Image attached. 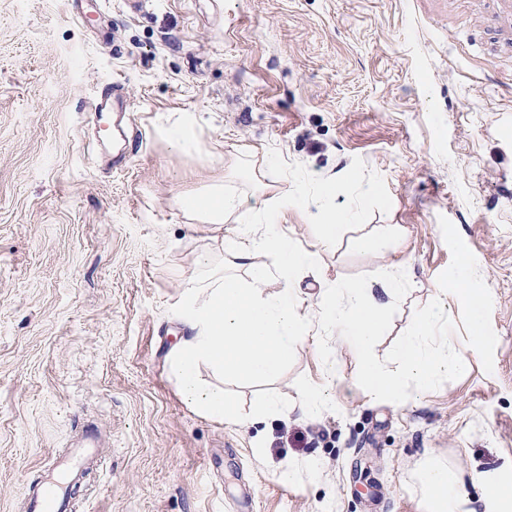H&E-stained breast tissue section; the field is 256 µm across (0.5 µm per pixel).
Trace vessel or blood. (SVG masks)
<instances>
[{"label":"vessel or blood","instance_id":"1","mask_svg":"<svg viewBox=\"0 0 512 512\" xmlns=\"http://www.w3.org/2000/svg\"><path fill=\"white\" fill-rule=\"evenodd\" d=\"M83 435L85 446L53 458L37 479L23 485L21 497L25 512H75L76 500L70 493L71 487L83 483L88 472L99 470L102 465L94 444L95 427L84 425Z\"/></svg>","mask_w":512,"mask_h":512}]
</instances>
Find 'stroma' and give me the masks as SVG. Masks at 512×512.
<instances>
[{"mask_svg": "<svg viewBox=\"0 0 512 512\" xmlns=\"http://www.w3.org/2000/svg\"><path fill=\"white\" fill-rule=\"evenodd\" d=\"M503 0H0V512L72 447L105 433L88 512H439L424 470H456L449 512H498L512 488V26ZM118 86L97 144L90 106ZM139 147H132V140ZM336 183L358 219L334 241L304 209L277 221L320 243L323 280L409 282L367 349L313 322L275 378L225 377L247 427L203 417L171 376L182 294L213 227L180 197L221 184L246 209ZM376 238L367 248V238ZM483 335L448 299L459 257ZM464 371L376 399L366 360L400 368L417 317ZM322 351H315L313 341ZM320 410L294 408L308 387ZM294 467L292 482L281 471Z\"/></svg>", "mask_w": 512, "mask_h": 512, "instance_id": "stroma-1", "label": "stroma"}]
</instances>
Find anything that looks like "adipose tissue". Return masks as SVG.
Instances as JSON below:
<instances>
[{
    "instance_id": "1",
    "label": "adipose tissue",
    "mask_w": 512,
    "mask_h": 512,
    "mask_svg": "<svg viewBox=\"0 0 512 512\" xmlns=\"http://www.w3.org/2000/svg\"><path fill=\"white\" fill-rule=\"evenodd\" d=\"M335 191V182L327 180L314 196L285 192L273 196L261 211L262 234H254L252 225L246 224L220 237L223 270L204 271L187 289L185 324L190 335L175 350L170 371L184 397L202 416L242 427L251 422L221 385L201 381V366L220 375L269 379L280 373L293 347L303 342L310 316L292 303V284L299 273L317 271L319 248L296 246L273 216L291 205L314 210L323 223L324 240L334 239L357 216L352 209L338 214L329 211L327 202ZM244 204L242 197L220 187L179 202L185 213L207 224H223L241 216ZM241 269L246 272L242 278L237 275ZM272 280L279 281L280 288L270 294L265 286ZM403 286V280L395 277L371 284L329 281L317 312L335 327L338 340H353L365 349L379 333L383 298L394 297ZM439 320L435 311L416 319L399 351L402 371L389 373L374 362L365 363L363 377L374 396L398 397L407 379L426 385L436 372L466 367V356L425 346V338L432 335Z\"/></svg>"
}]
</instances>
